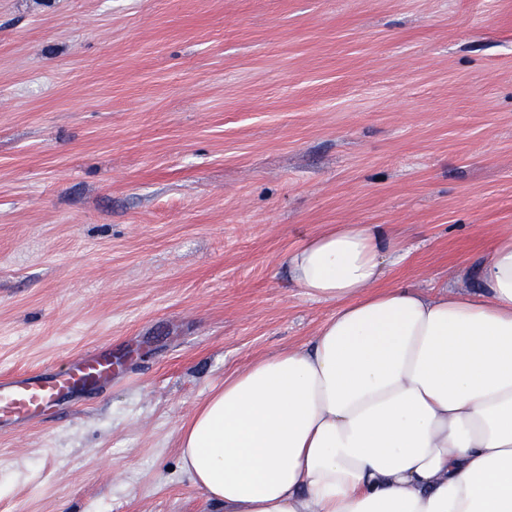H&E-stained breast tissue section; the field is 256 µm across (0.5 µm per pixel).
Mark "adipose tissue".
Returning a JSON list of instances; mask_svg holds the SVG:
<instances>
[{"label": "adipose tissue", "mask_w": 512, "mask_h": 512, "mask_svg": "<svg viewBox=\"0 0 512 512\" xmlns=\"http://www.w3.org/2000/svg\"><path fill=\"white\" fill-rule=\"evenodd\" d=\"M405 253L389 225L333 224L282 256L336 311L184 427L182 470L216 512H512V234L474 292L382 287Z\"/></svg>", "instance_id": "obj_1"}]
</instances>
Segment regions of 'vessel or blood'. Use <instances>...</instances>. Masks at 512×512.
<instances>
[{
    "instance_id": "1",
    "label": "vessel or blood",
    "mask_w": 512,
    "mask_h": 512,
    "mask_svg": "<svg viewBox=\"0 0 512 512\" xmlns=\"http://www.w3.org/2000/svg\"><path fill=\"white\" fill-rule=\"evenodd\" d=\"M112 354L89 353L65 368L46 367L0 378V432L34 421L49 407L102 390L112 380Z\"/></svg>"
}]
</instances>
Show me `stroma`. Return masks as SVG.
Listing matches in <instances>:
<instances>
[{"mask_svg":"<svg viewBox=\"0 0 512 512\" xmlns=\"http://www.w3.org/2000/svg\"><path fill=\"white\" fill-rule=\"evenodd\" d=\"M331 224L427 293L512 233V0H0V376L122 364L0 435V512H211L181 429L333 312L279 265Z\"/></svg>","mask_w":512,"mask_h":512,"instance_id":"stroma-1","label":"stroma"}]
</instances>
